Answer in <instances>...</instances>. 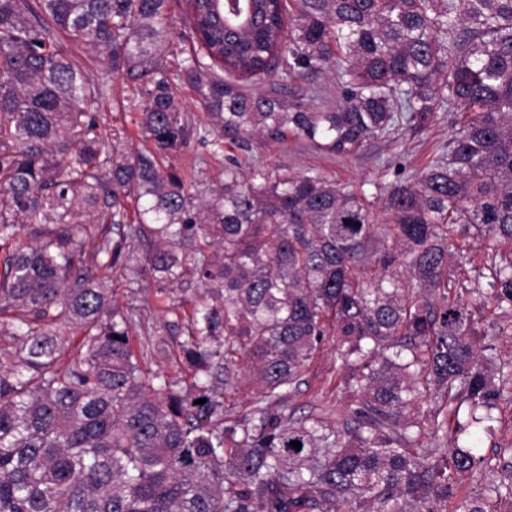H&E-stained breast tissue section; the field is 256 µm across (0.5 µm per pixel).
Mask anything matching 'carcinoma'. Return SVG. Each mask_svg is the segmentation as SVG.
I'll list each match as a JSON object with an SVG mask.
<instances>
[{"label":"carcinoma","mask_w":512,"mask_h":512,"mask_svg":"<svg viewBox=\"0 0 512 512\" xmlns=\"http://www.w3.org/2000/svg\"><path fill=\"white\" fill-rule=\"evenodd\" d=\"M171 0H0V512H493L512 461L479 446L506 374L462 291L512 316V0H202L193 55ZM100 56L91 80L63 44ZM336 65L339 105L224 79ZM131 86L150 146L104 133L109 80ZM198 96L207 120L182 104ZM448 109L456 130L414 179L371 192L319 172L163 165L293 133L353 156ZM133 200L137 223L126 222ZM48 224L44 239L21 238ZM112 225V234L101 228ZM490 240L485 280L456 243ZM93 243L84 249L79 236ZM145 246V259L138 256ZM200 284L178 344L189 377L149 374L101 270ZM80 335L66 369L62 336ZM335 337L351 425L288 416ZM258 404L230 426L244 387ZM205 399L198 404L196 400ZM437 443L442 456L422 444ZM301 443V449L291 442ZM484 471L476 498L456 477Z\"/></svg>","instance_id":"obj_1"}]
</instances>
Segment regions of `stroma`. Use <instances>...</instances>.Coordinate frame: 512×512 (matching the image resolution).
Wrapping results in <instances>:
<instances>
[{
    "label": "stroma",
    "instance_id": "35a3bbf8",
    "mask_svg": "<svg viewBox=\"0 0 512 512\" xmlns=\"http://www.w3.org/2000/svg\"><path fill=\"white\" fill-rule=\"evenodd\" d=\"M121 80L110 83V90L98 111V120L104 132L120 137L139 139L135 122L137 111L129 101ZM454 116L439 112L435 122L423 130L400 129L388 140L369 142L364 150L352 157H335L295 139L270 144L258 137H249L235 143H225L223 152L199 145L169 154L167 166L185 169L192 159L202 162L204 181L220 177L229 159H237L242 174L263 167L283 173L313 170L339 183L365 186L399 184L413 179L436 157L453 132ZM112 298L117 306L136 305L141 316L133 332L135 347L155 348V356L145 359L144 366L154 373L177 376L181 365L174 353L175 343L167 327L174 316L169 312V299L160 296L151 278H142L137 288H130L125 277L113 273ZM340 367L332 339H325L316 359L303 372V382L288 398V411L294 417L311 416L323 420L335 430H345L349 421L346 394L336 389Z\"/></svg>",
    "mask_w": 512,
    "mask_h": 512
}]
</instances>
